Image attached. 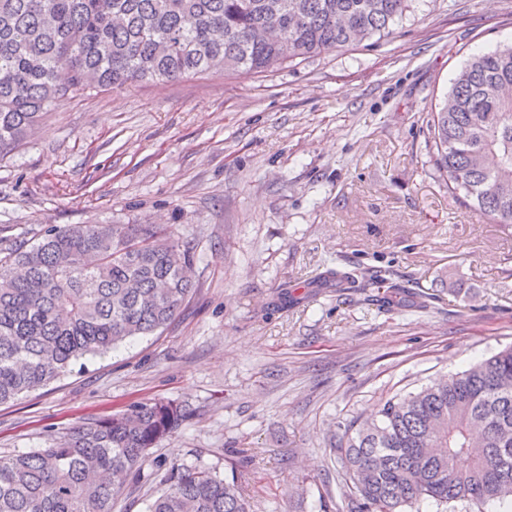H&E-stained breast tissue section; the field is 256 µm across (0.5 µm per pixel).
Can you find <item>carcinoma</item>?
<instances>
[{
	"instance_id": "cac0c4a2",
	"label": "carcinoma",
	"mask_w": 512,
	"mask_h": 512,
	"mask_svg": "<svg viewBox=\"0 0 512 512\" xmlns=\"http://www.w3.org/2000/svg\"><path fill=\"white\" fill-rule=\"evenodd\" d=\"M412 0H0V149L83 87L120 89L210 73L259 74L392 34ZM431 162L452 197L512 226V46L473 56L429 114ZM191 249L149 224L54 226L0 264V404L55 381L79 358L169 324L190 292ZM382 309L406 286L387 271L327 267L307 283ZM309 295L286 281L275 305ZM193 413L137 402L27 455L0 456V512H112L149 451ZM348 427L336 445L363 512L431 500L512 512V347ZM149 512H248L237 487L172 465Z\"/></svg>"
}]
</instances>
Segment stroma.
I'll return each mask as SVG.
<instances>
[{"label": "stroma", "mask_w": 512, "mask_h": 512, "mask_svg": "<svg viewBox=\"0 0 512 512\" xmlns=\"http://www.w3.org/2000/svg\"><path fill=\"white\" fill-rule=\"evenodd\" d=\"M512 45V0H413L390 37L252 75L79 90L0 150V258L53 226L165 224L193 292L149 336L0 405V455L135 402L189 404L113 512H149L171 465L251 512H350L336 444L390 399L512 346V228L448 194L427 117L470 57ZM388 268L434 295L382 310L283 282Z\"/></svg>", "instance_id": "35a3bbf8"}]
</instances>
